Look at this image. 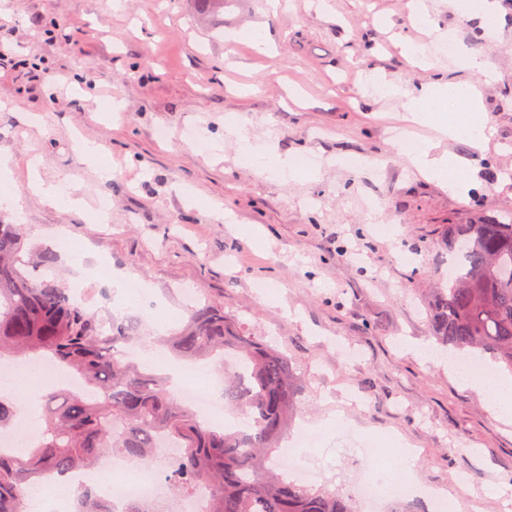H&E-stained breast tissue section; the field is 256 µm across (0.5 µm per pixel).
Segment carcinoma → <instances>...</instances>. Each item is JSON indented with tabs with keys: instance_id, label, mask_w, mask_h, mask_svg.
I'll list each match as a JSON object with an SVG mask.
<instances>
[{
	"instance_id": "obj_1",
	"label": "carcinoma",
	"mask_w": 512,
	"mask_h": 512,
	"mask_svg": "<svg viewBox=\"0 0 512 512\" xmlns=\"http://www.w3.org/2000/svg\"><path fill=\"white\" fill-rule=\"evenodd\" d=\"M441 244L458 268L428 304L432 335L452 354L478 351L512 372V223L448 224ZM57 259L53 249L29 247L20 225L0 223V362L48 359L83 382L81 393L51 389L42 397L45 425L26 457L0 447V512H23L25 487L90 468L114 450L147 460L160 436L180 448L173 486L211 489L207 512H353L339 495L266 467L299 389L283 354L239 333L222 311L187 308L186 324L166 345L180 358L212 360L228 400L246 418L242 431L211 427L172 397L168 377L111 351L135 336L136 323L114 319L104 332L67 289L43 276ZM226 353L243 371L218 365ZM21 407L19 398L0 396V430ZM106 501L87 491L77 512H106Z\"/></svg>"
}]
</instances>
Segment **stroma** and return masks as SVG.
Wrapping results in <instances>:
<instances>
[{
    "instance_id": "obj_1",
    "label": "stroma",
    "mask_w": 512,
    "mask_h": 512,
    "mask_svg": "<svg viewBox=\"0 0 512 512\" xmlns=\"http://www.w3.org/2000/svg\"><path fill=\"white\" fill-rule=\"evenodd\" d=\"M497 10L488 32L456 0H235L209 16L194 0H122L117 12L106 0H0V155L18 161L0 222H24L37 249L76 242L54 275L100 322L139 320L138 353L180 326L181 292L195 288L286 354L300 381L287 430L314 428L326 488L353 512L366 508L345 479L350 432L371 461L387 438L416 451L405 464L428 494L388 512H432L436 491L459 496L460 512H505L512 417L449 376L447 354L421 364L408 351L430 341L425 302L448 282L442 227L512 219V0ZM420 11L433 34L417 28ZM256 31L265 52L249 43ZM445 39L449 58L436 50ZM470 57L482 70L463 67ZM439 79L480 92L479 146L402 121L404 91ZM244 137L269 145V162L308 156L318 169L245 167ZM84 139L105 145L109 179L81 158ZM409 142L459 159L466 190L415 170ZM34 155L83 207L32 193ZM115 271L137 289L116 291Z\"/></svg>"
}]
</instances>
